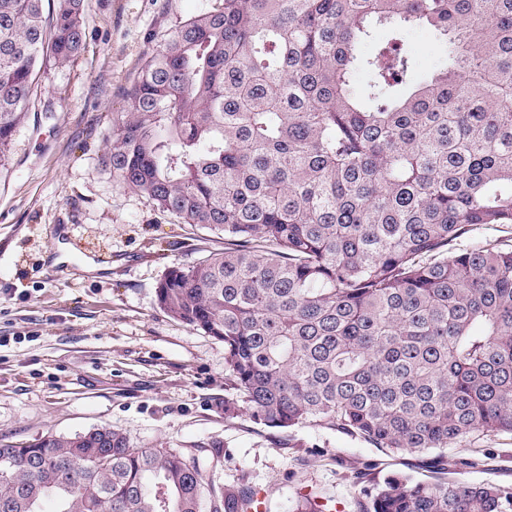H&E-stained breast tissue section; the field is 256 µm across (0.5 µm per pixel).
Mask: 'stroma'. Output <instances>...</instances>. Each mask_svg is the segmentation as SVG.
<instances>
[{
	"mask_svg": "<svg viewBox=\"0 0 512 512\" xmlns=\"http://www.w3.org/2000/svg\"><path fill=\"white\" fill-rule=\"evenodd\" d=\"M212 4L84 0L83 50L41 69L0 171V445L109 426L133 446L199 456L215 490L264 491V512H296L312 492L333 499V512H355L357 479L396 473L512 487L511 434L462 436L439 461L225 415L223 342L156 299L169 270L224 240L123 189L102 163L144 51ZM91 258L109 271L87 272Z\"/></svg>",
	"mask_w": 512,
	"mask_h": 512,
	"instance_id": "stroma-1",
	"label": "stroma"
}]
</instances>
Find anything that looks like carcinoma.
Segmentation results:
<instances>
[{
    "label": "carcinoma",
    "instance_id": "cac0c4a2",
    "mask_svg": "<svg viewBox=\"0 0 512 512\" xmlns=\"http://www.w3.org/2000/svg\"><path fill=\"white\" fill-rule=\"evenodd\" d=\"M0 0V170L44 63L85 42L83 0ZM437 53L414 77L406 32ZM390 38L362 45L374 27ZM112 117L119 184L224 237L158 306L224 343L258 424L445 457L512 434V0H216L147 53ZM248 512L205 463L99 427L0 447V512ZM357 512H512V488L391 474ZM507 240L511 243L512 239V225H503L497 227H477L472 230L466 239L462 242L463 245H469L483 240Z\"/></svg>",
    "mask_w": 512,
    "mask_h": 512
}]
</instances>
